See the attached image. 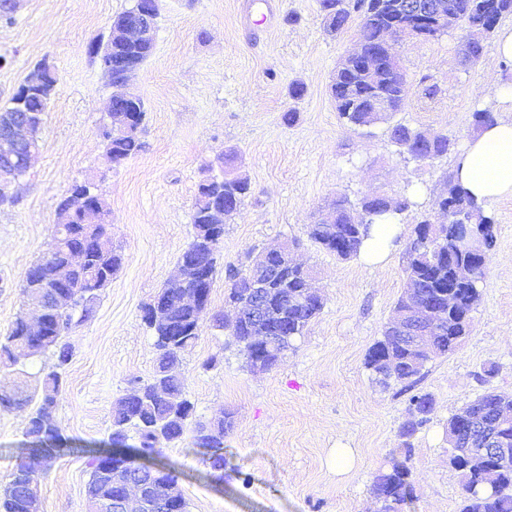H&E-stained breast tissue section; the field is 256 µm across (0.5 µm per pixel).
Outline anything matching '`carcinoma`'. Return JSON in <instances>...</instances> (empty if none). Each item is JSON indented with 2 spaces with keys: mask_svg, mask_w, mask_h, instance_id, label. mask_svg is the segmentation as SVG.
<instances>
[{
  "mask_svg": "<svg viewBox=\"0 0 512 512\" xmlns=\"http://www.w3.org/2000/svg\"><path fill=\"white\" fill-rule=\"evenodd\" d=\"M498 4L494 10L496 23L478 34L469 45L471 54L478 56L483 51L482 41L494 34L501 21L512 15V0H466L471 5L470 18L480 19L488 10V2ZM365 0H319V10L327 32L336 35L344 32L346 18L360 13L361 21L356 26L357 41L362 49V58L373 64H382L384 57L378 54L380 43L384 38V20L378 15L369 14L364 8ZM154 45L139 47L112 46V77L111 84L121 78V62L131 59L143 65L152 55ZM55 86L53 76H48L45 91L41 96L32 97L28 105L35 111L48 108ZM381 92L389 99L391 112L401 111L406 104L408 79L406 74L385 73L380 85ZM331 95L336 103L339 116L347 122L359 127L375 125L379 119L388 120L390 115L380 118L365 111L370 101L365 96L368 88L361 85L357 71L348 74L337 73L330 87ZM390 138L400 145L410 156H418L423 161H432L448 153L449 140L438 137L428 141L422 131L414 130L398 123L389 127ZM144 148L140 136L126 134L112 142V151L123 160L139 154ZM251 194V184L244 176L230 177L223 180H204L198 185V192L193 206V235L190 244L207 250L216 255L223 239L211 238L213 224H224L229 220ZM441 205L448 208V225L439 234H428L430 221L424 220L415 225V237L407 248L406 266L404 268L406 287L414 289L413 301L416 305H427L438 299L441 289L445 286L456 289L458 297L456 318L442 317V323L431 330L428 338L441 357L455 350L451 337L459 333V323L468 319L469 313L478 305L480 299L479 284L486 276L488 258H476L455 251L453 224H472L479 229L493 233L495 220L487 214L483 205L455 181L448 184V192L440 200ZM408 208V201L397 204L384 202L368 197L362 198L357 205L346 199H336L328 207L326 216L310 225L309 236L322 248L336 254L341 259L357 255L363 241L370 236L372 224L388 214H401ZM109 211L104 199H99V209L88 227L103 237L102 247L84 249L80 240L81 227L74 228V236L69 246L82 253L79 257L81 269L88 268L100 271L93 285L95 293L81 296L86 288L84 278H79L80 286L76 294L80 295L76 304L61 311L49 312V333L40 337L39 350L36 354L52 353L55 363L41 379L40 391L29 395L25 404H34L33 417L25 423L24 434L32 439L33 451L40 452L43 457H52V451L60 440L56 422V412L62 386L58 384L60 369L67 365L71 358V350L65 342L69 329L75 324L88 320L94 312V302L98 292L108 287L112 274L122 266V255L112 244V232L109 231ZM242 276L239 270H228L230 282L226 301L234 303L243 299L246 289L240 285ZM277 288L272 305L277 313L271 326L274 330V353L267 355L268 360L284 357L296 338L305 334L308 326L317 317L323 303L315 299L309 303H300L297 298L302 293L303 273L299 269L288 271V279L278 277L272 282ZM200 313L188 309L175 310V332L168 334L161 328L151 329L153 347L156 354L155 371L152 378L141 384L145 395L140 400H120L113 418L109 443L117 440L127 443L130 432L138 436L139 446L130 450L152 454L164 442L181 441L185 435L192 437V443L198 448L207 450L212 460L211 469L215 472L224 471V433L231 430L233 422L230 414L224 419L204 423L195 417L194 404L188 399L185 383L178 371L182 353L192 346L199 337ZM216 327L224 329L228 336L238 344L240 351L247 360H252L253 348L250 343L251 332L247 324L239 320L228 324L223 317H214ZM387 349L389 355L396 360L395 368L386 371L375 358L379 347ZM428 360L423 352L409 348L399 337L384 333L383 338L376 340L369 348L365 366L371 371L373 381L388 389L401 386L403 391H411L420 383ZM411 417L400 427L403 438L402 451L410 453V438L430 420L434 409V401L427 393L417 392L410 397ZM463 411L474 417H482L490 421L497 419L500 413L505 418L499 424V434L512 448V401L502 402L492 391H485L463 407ZM95 453L88 459L90 478L87 496L95 497L110 492L112 481H126V476L103 475L98 472ZM459 474L463 489V506L460 512H512V467L509 469L485 468L471 471L460 465L455 468ZM133 480L150 485L156 494L164 498L175 477L159 472L152 466H145L141 472L133 476ZM371 493L384 512H405V508L415 496V481L407 465V460L392 458L390 465L379 469L371 484ZM37 498L33 493H24L14 481H9L0 492V512H36Z\"/></svg>",
  "mask_w": 512,
  "mask_h": 512,
  "instance_id": "carcinoma-1",
  "label": "carcinoma"
}]
</instances>
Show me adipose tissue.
<instances>
[{
    "label": "adipose tissue",
    "instance_id": "1",
    "mask_svg": "<svg viewBox=\"0 0 512 512\" xmlns=\"http://www.w3.org/2000/svg\"><path fill=\"white\" fill-rule=\"evenodd\" d=\"M456 175L478 200L512 196V118L497 120L466 144Z\"/></svg>",
    "mask_w": 512,
    "mask_h": 512
}]
</instances>
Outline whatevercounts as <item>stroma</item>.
<instances>
[{
	"label": "stroma",
	"mask_w": 512,
	"mask_h": 512,
	"mask_svg": "<svg viewBox=\"0 0 512 512\" xmlns=\"http://www.w3.org/2000/svg\"><path fill=\"white\" fill-rule=\"evenodd\" d=\"M132 4L18 0L13 23H0L7 60L0 107L40 63L49 62L57 78L39 151L14 187V204L0 207V337L23 308L24 275L52 242L58 203L74 183H95L124 255L93 316L68 334L72 358L57 407L63 451L34 458L25 412L0 411V489L18 460H30L42 512H87L88 452L106 447L129 381L154 372L142 309L177 273L205 168L220 170L233 151L252 194L224 226L210 306L181 365L197 419L234 414L224 437V478L215 479L187 438L162 445L154 460L177 475L188 512H375L372 476L402 445L410 395L373 383L366 354L404 289L415 225L434 218L465 143L477 134L473 110L507 116L497 95L506 63L495 56L496 40L486 39L479 62L467 65L460 27L407 41L400 51L411 81L405 108L389 123L358 128L339 118L330 95L355 32L328 36L318 0H275L263 20L245 0H160L154 53L130 85L146 104V148L116 166L100 136L112 88L91 46ZM291 15L297 23H288ZM294 81L306 88L298 100L288 93ZM427 84L433 96L425 95ZM290 110L291 124L284 120ZM392 123L448 136L453 147L416 161L392 142ZM377 192L409 202L383 265L338 259L310 240V224L331 200L355 203ZM486 209L497 222L496 243L470 332L428 364L418 386L432 396L434 412L411 439L416 497L408 512H460L448 419L486 389L512 394V198ZM293 239L324 305L278 367L253 372L213 325L215 315L233 317L225 271L250 250ZM340 449L351 458L343 472L332 464Z\"/></svg>",
	"instance_id": "1"
}]
</instances>
